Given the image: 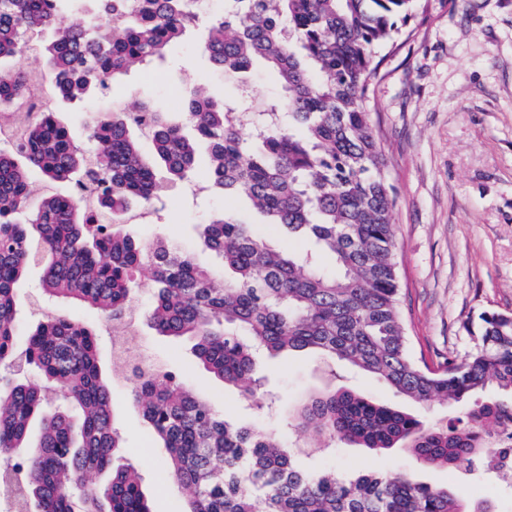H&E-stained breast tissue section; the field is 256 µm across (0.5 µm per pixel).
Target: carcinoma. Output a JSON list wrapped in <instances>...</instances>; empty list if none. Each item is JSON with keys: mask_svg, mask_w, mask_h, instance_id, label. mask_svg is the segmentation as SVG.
Segmentation results:
<instances>
[{"mask_svg": "<svg viewBox=\"0 0 512 512\" xmlns=\"http://www.w3.org/2000/svg\"><path fill=\"white\" fill-rule=\"evenodd\" d=\"M61 0H0V59L21 56L51 29L54 94L81 101L118 74L150 64L200 21L194 0H95L79 24ZM419 0H225L208 25L205 51L228 80L263 62L281 81L268 103L219 105L204 84L184 91L179 108L209 150L205 185L244 195L256 211L305 243L274 248L252 225L221 214L203 225L205 245L224 274L177 247L145 244L120 229L129 204L152 205L171 179L197 177L195 146L167 113L149 103L157 163L138 152L144 133L129 112L99 116L91 147L79 148L51 110L28 114L27 89L44 75L0 71V112L26 114L0 144V485L5 512H151L142 473L123 461L112 392L103 379L97 333L62 313L42 316L24 350L16 290L42 271V290L79 302L106 323L126 317L142 270L151 272L149 318L157 333L190 336L203 367L255 403L261 355L318 349L376 376L421 407L439 398L472 401L464 419L427 425L417 416L334 390L310 396L294 415L309 436L382 453L404 447L423 465L465 469L494 464L487 433L512 422V403L479 399L493 383L512 395V315L482 313L477 347L435 367L411 350L401 310L393 212L382 148L370 118L377 51L417 16ZM46 193L31 197L28 170ZM68 186L65 192L54 187ZM329 255L336 272L322 268ZM42 382L15 377V364ZM130 394L158 447L167 475L190 499L189 512H496L461 492L413 474L372 470L344 477L333 466L307 468L280 435L260 423L237 425L167 374L133 367ZM40 418L38 446L28 444ZM110 473L101 488L89 472Z\"/></svg>", "mask_w": 512, "mask_h": 512, "instance_id": "carcinoma-1", "label": "carcinoma"}]
</instances>
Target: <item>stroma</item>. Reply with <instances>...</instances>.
<instances>
[{"mask_svg":"<svg viewBox=\"0 0 512 512\" xmlns=\"http://www.w3.org/2000/svg\"><path fill=\"white\" fill-rule=\"evenodd\" d=\"M410 35L384 50L385 59L371 86V120L394 188L397 254L402 307L415 352L429 365L475 349L472 331L486 311L512 313V0H420ZM206 83L217 99L236 101L238 86L214 73L200 34L170 47L164 60L113 79L109 89L88 96L76 109L49 99V109L87 142L98 114L151 101L182 121L175 106L190 84ZM230 211L278 246L288 237L266 225L246 197L194 191L191 183L168 182L150 223L130 225L144 241L164 240L192 254L213 270L220 259L200 237V225ZM17 348L29 329L52 306L44 298L41 272L30 269L20 282ZM135 360L170 372L198 397L241 423L260 422L277 430L286 446L308 444L304 463L324 462L337 472L411 473L432 486L465 493L481 488L497 512H512V483L486 485L481 477L422 465L404 448L378 454L365 448L326 445L292 434L289 415L309 396L349 389L402 408L428 424L463 417L467 406L434 401L420 408L395 395L375 376L352 369L317 351L262 359L260 373L271 402L256 410L239 390L214 378L198 363L188 339L158 335L148 321L150 286L136 299ZM61 311L98 333L101 367L112 383L115 424L126 461L138 466L153 512H188L184 491L165 473L162 452L128 398L125 364L113 355L112 336L95 310L61 304Z\"/></svg>","mask_w":512,"mask_h":512,"instance_id":"obj_1","label":"stroma"}]
</instances>
